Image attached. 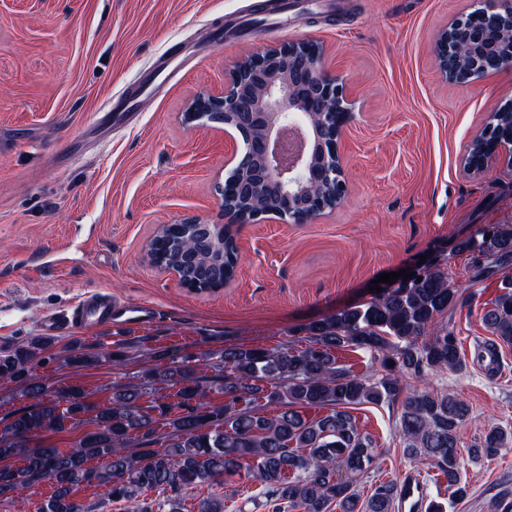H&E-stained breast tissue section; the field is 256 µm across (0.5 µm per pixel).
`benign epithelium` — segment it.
<instances>
[{
    "label": "benign epithelium",
    "instance_id": "7a95c632",
    "mask_svg": "<svg viewBox=\"0 0 512 512\" xmlns=\"http://www.w3.org/2000/svg\"><path fill=\"white\" fill-rule=\"evenodd\" d=\"M512 29V0H476L435 43L444 77L469 83L512 66L511 56L487 54L483 47ZM298 41L268 48L242 59L230 73L224 92L201 96L190 118L224 126L242 148L227 160L224 183L236 187L240 201L224 203L231 224L268 218L281 224H307L325 213L324 201L341 203L347 191L339 141L351 116L345 86L321 67V50ZM512 155V138L495 140L492 151L467 168L488 169L500 154ZM275 199L263 211H251L254 196Z\"/></svg>",
    "mask_w": 512,
    "mask_h": 512
}]
</instances>
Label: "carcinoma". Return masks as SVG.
Here are the masks:
<instances>
[{
	"label": "carcinoma",
	"mask_w": 512,
	"mask_h": 512,
	"mask_svg": "<svg viewBox=\"0 0 512 512\" xmlns=\"http://www.w3.org/2000/svg\"><path fill=\"white\" fill-rule=\"evenodd\" d=\"M499 137L512 136V112L493 116ZM473 256L474 277L487 278L512 265V229L487 226ZM161 266H177L207 288L232 274L235 238L197 227L183 234L161 235L155 246ZM461 300L459 289L441 264L413 270V276L385 289L371 300L308 324V344L293 351L262 347H226L220 353L224 375L210 388L224 394V404L203 401L206 393L194 369L160 373L156 378L176 389L173 405H142L143 391L113 388L110 406L91 419L95 428L67 452L29 448L26 442L41 430H61L82 421L89 411L78 386L59 392L58 402L44 399L46 388L36 373L53 343L33 336L0 349V380L25 384L32 403L0 433V500L49 481L53 493L40 512H91L72 496L81 483L102 489L103 500L123 502L127 512H181L182 502L197 485L216 488L236 476L251 478L288 512H393L397 485L387 482L360 500L357 482L376 459V446L361 435L348 408L387 401L401 408L400 430L406 452L422 465L443 474L455 498L468 496L461 479L464 459L458 453V431L468 414L464 400L434 391L423 381L428 372L462 366L448 311ZM481 320L488 332L512 346V289H504ZM364 350L381 361L386 374L373 381L355 375L337 362L341 348ZM67 360L77 368L98 363V355L80 345ZM275 403L280 412L262 411ZM167 418L168 431L158 433L157 416ZM324 409L307 419L301 409ZM140 448L127 451L133 435ZM512 441L496 425L484 442L469 449V458H490ZM19 457L14 466L10 459ZM98 460V467L88 466ZM296 477L288 478V473ZM165 494L150 500L147 492Z\"/></svg>",
	"instance_id": "carcinoma-1"
}]
</instances>
